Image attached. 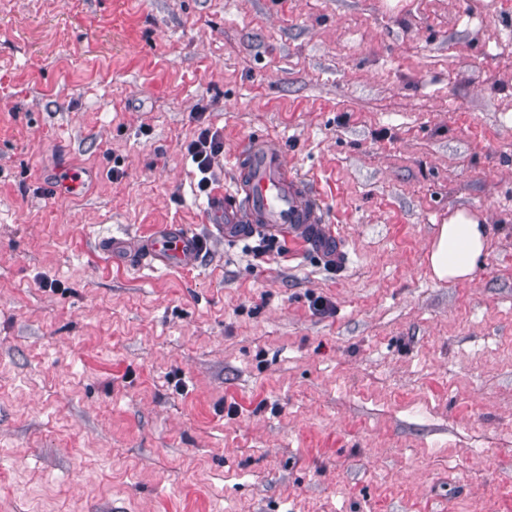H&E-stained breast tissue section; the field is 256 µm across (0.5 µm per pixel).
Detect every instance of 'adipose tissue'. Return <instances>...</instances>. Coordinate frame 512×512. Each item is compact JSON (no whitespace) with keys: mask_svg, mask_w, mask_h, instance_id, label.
<instances>
[{"mask_svg":"<svg viewBox=\"0 0 512 512\" xmlns=\"http://www.w3.org/2000/svg\"><path fill=\"white\" fill-rule=\"evenodd\" d=\"M489 228L484 218L459 209L440 225L427 253V266L434 279L444 282L473 280L487 248Z\"/></svg>","mask_w":512,"mask_h":512,"instance_id":"1","label":"adipose tissue"}]
</instances>
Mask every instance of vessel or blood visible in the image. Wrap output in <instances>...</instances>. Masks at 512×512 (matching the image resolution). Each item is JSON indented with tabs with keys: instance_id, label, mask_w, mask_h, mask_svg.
Listing matches in <instances>:
<instances>
[{
	"instance_id": "vessel-or-blood-1",
	"label": "vessel or blood",
	"mask_w": 512,
	"mask_h": 512,
	"mask_svg": "<svg viewBox=\"0 0 512 512\" xmlns=\"http://www.w3.org/2000/svg\"><path fill=\"white\" fill-rule=\"evenodd\" d=\"M233 189L213 196L214 224L225 232L250 225L309 247L328 263L336 261L338 238L328 224L309 180L288 167L277 143L246 139L232 159ZM202 252L198 237L178 225L161 226L144 244L146 257L169 268L193 266Z\"/></svg>"
}]
</instances>
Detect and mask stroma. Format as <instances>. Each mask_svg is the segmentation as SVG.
Segmentation results:
<instances>
[{
    "label": "stroma",
    "mask_w": 512,
    "mask_h": 512,
    "mask_svg": "<svg viewBox=\"0 0 512 512\" xmlns=\"http://www.w3.org/2000/svg\"><path fill=\"white\" fill-rule=\"evenodd\" d=\"M254 135L338 263L210 224ZM0 512H512V0H0ZM187 154L197 165L202 174H207L214 163L215 158L221 152V142L217 135L209 129L203 128L186 147ZM489 228L484 218L459 209L439 226L427 253V266L434 279L444 282L473 280L478 261L487 248ZM146 257L168 268L193 266L202 252L200 239L180 225H163L144 244Z\"/></svg>",
    "instance_id": "35a3bbf8"
}]
</instances>
